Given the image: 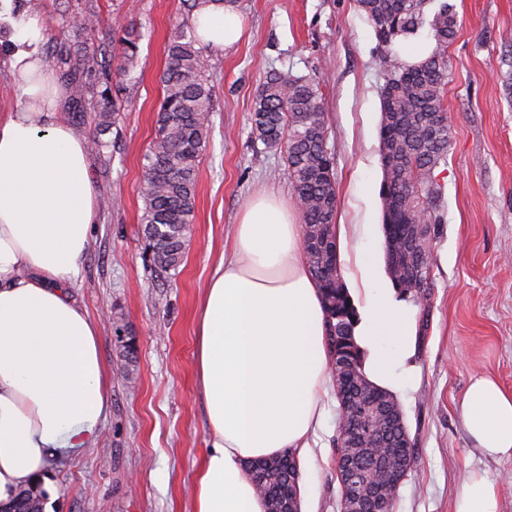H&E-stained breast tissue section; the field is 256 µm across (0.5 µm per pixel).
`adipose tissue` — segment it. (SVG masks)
Here are the masks:
<instances>
[{
  "label": "adipose tissue",
  "instance_id": "ef3b65f1",
  "mask_svg": "<svg viewBox=\"0 0 512 512\" xmlns=\"http://www.w3.org/2000/svg\"><path fill=\"white\" fill-rule=\"evenodd\" d=\"M15 33L10 65L23 103L0 117V504L38 483L53 492L49 461L89 447L110 404L98 324L67 286L97 221L85 137L58 115L63 91L43 64V27L0 11ZM212 51L239 42L241 17L206 0L192 15ZM365 224L334 227L339 263L352 270L355 339L369 381L399 390L410 377L414 309L378 287L379 271L351 241ZM325 314L295 211L272 194L245 205L231 255L205 289L195 338L196 382L211 446L198 469L194 512H266L249 460L292 450L307 457L325 420L330 382ZM461 415L489 456H512V392L478 376ZM455 512H499L495 485L471 473Z\"/></svg>",
  "mask_w": 512,
  "mask_h": 512
}]
</instances>
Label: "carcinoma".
Instances as JSON below:
<instances>
[{
    "label": "carcinoma",
    "mask_w": 512,
    "mask_h": 512,
    "mask_svg": "<svg viewBox=\"0 0 512 512\" xmlns=\"http://www.w3.org/2000/svg\"><path fill=\"white\" fill-rule=\"evenodd\" d=\"M377 40L384 76L379 127L380 188L384 208L386 251L394 267L387 274L398 294L419 306L417 335L428 333L431 313L422 298L431 288L434 249L446 223L444 187L435 171L448 165L452 136L445 98L450 78L448 44L457 32L458 16L449 0H357ZM58 35L44 48L42 59L71 88L73 116L95 113L91 148L103 154L101 135L115 124L118 107L113 78L132 79L139 66L142 33L122 27L120 52L112 41L88 50L67 35L79 26L96 30L103 24L98 0H74L55 19ZM430 43L427 56L410 62L400 46ZM193 27L185 23L166 47L167 64L160 81L163 97L157 111V134L144 156L142 233L154 267L169 274L181 266L193 222L199 164L214 111L211 64ZM119 63H114V60ZM252 132L267 152L282 157L288 171L304 230L306 258L321 290L327 318V350L336 387L338 415L349 414L346 394L359 392L371 401H396L371 384L363 353L351 342L355 308L342 281L337 241L331 231L338 204L335 159L327 148V132L316 78L275 71L255 97ZM388 453L393 463L414 462L405 422L391 430ZM248 471L266 512H292L300 506V468L290 450ZM388 510L394 512L398 487L405 478L393 467L383 472ZM0 512H43V496L29 487L18 491Z\"/></svg>",
    "instance_id": "1"
}]
</instances>
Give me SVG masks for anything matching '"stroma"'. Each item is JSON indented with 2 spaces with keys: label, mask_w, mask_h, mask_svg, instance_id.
Instances as JSON below:
<instances>
[{
  "label": "stroma",
  "mask_w": 512,
  "mask_h": 512,
  "mask_svg": "<svg viewBox=\"0 0 512 512\" xmlns=\"http://www.w3.org/2000/svg\"><path fill=\"white\" fill-rule=\"evenodd\" d=\"M459 28L448 46L446 109L452 128L445 187L447 222L434 250L427 294L431 325L415 339L413 381L396 394L414 444L415 466L394 512H454L471 472L497 489L512 512V458L485 456L465 431L463 394L475 375L512 391V88L503 63L512 49V0H455ZM99 31L132 21L141 29L137 78L103 154H91L98 220L69 291L102 329L111 385L109 410L93 447L52 458V512H192L193 480L210 445L195 382L196 316L204 288L248 199L294 195L282 159L252 135L250 114L269 71L317 75L327 148L336 158L338 212L370 225L358 247L384 264L379 188L380 91L384 83L372 26L355 0H238L241 42L211 53L215 110L198 173L193 224L177 275L157 271L140 218L144 154L155 137L165 48L185 16L182 0H98ZM135 338L126 366L123 338ZM313 456L301 460L303 512H339L337 403Z\"/></svg>",
  "instance_id": "stroma-1"
}]
</instances>
